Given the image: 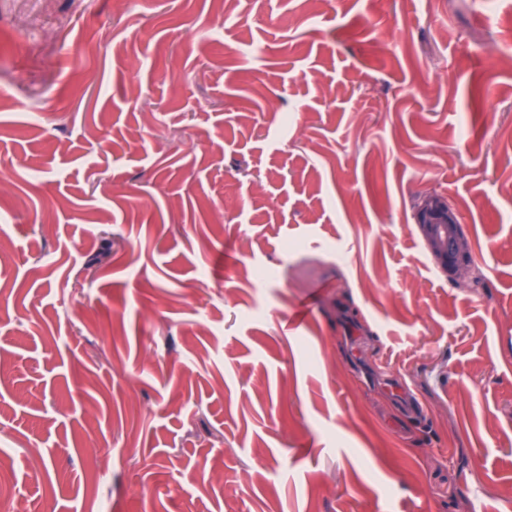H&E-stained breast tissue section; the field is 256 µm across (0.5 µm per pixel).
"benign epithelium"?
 Segmentation results:
<instances>
[{
  "label": "benign epithelium",
  "instance_id": "obj_1",
  "mask_svg": "<svg viewBox=\"0 0 512 512\" xmlns=\"http://www.w3.org/2000/svg\"><path fill=\"white\" fill-rule=\"evenodd\" d=\"M414 220L436 267L450 279L467 276L472 256L467 248L458 210L443 193L426 195L416 206Z\"/></svg>",
  "mask_w": 512,
  "mask_h": 512
}]
</instances>
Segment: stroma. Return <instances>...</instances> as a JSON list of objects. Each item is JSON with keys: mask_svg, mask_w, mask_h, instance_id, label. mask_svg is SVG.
Listing matches in <instances>:
<instances>
[{"mask_svg": "<svg viewBox=\"0 0 512 512\" xmlns=\"http://www.w3.org/2000/svg\"><path fill=\"white\" fill-rule=\"evenodd\" d=\"M0 446L15 512H512V0H0ZM414 220L436 267L450 279L467 276L472 256L467 248L458 210L443 193L426 195L416 206Z\"/></svg>", "mask_w": 512, "mask_h": 512, "instance_id": "1", "label": "stroma"}]
</instances>
